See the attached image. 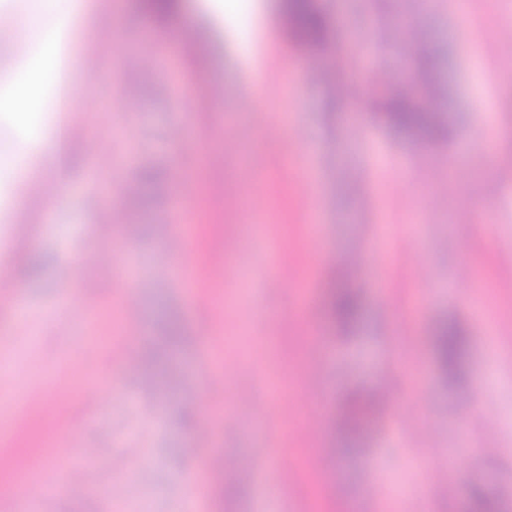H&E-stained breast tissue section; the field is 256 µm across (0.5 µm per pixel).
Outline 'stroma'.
<instances>
[{"label": "stroma", "mask_w": 512, "mask_h": 512, "mask_svg": "<svg viewBox=\"0 0 512 512\" xmlns=\"http://www.w3.org/2000/svg\"><path fill=\"white\" fill-rule=\"evenodd\" d=\"M86 6L93 19L73 48L75 109L65 118L90 151L71 166L56 223L41 221L51 200L30 204L24 226L13 205L26 144L62 118L53 82L24 121L0 112V186L8 189L0 198V279L17 284L27 311L16 318L13 295L0 292V396L28 427L23 438H0V448L35 453L41 465L25 491L0 474V512H28L29 495L38 512H181L179 479L196 471L197 512H469L479 493L512 512V82L503 78L512 61L496 50L512 27V0H321L344 65L333 83L300 78L290 102L279 88L253 97L249 83L252 67L284 75L303 55L286 36L281 0H183L149 42L136 0H0V86L30 63L13 43L42 56V32ZM105 25L118 39L105 57L87 58L83 44ZM186 29L200 40L168 68ZM401 35L449 56L439 71L449 113L440 143L398 138L377 117L387 91L374 84V70L401 76L411 67L410 53L395 44ZM145 43L163 66L141 62ZM94 69L100 81L89 79ZM188 95L201 101L198 111H186ZM126 100L147 109L110 110ZM489 105L504 139L498 165L482 171L474 156ZM291 107L295 125L282 128ZM209 151L223 154V165H209ZM99 154L111 165L99 167ZM243 156L271 183L264 208L239 171ZM149 174L150 199L135 209L103 195L111 181L139 190ZM302 187L311 196L306 211L293 205ZM182 192L197 222L175 259L196 268L218 241L233 252L223 280L194 306L160 277L167 245L154 224ZM105 205L117 222L108 237L98 229ZM360 248L369 265L347 280L363 298V319L343 329L322 302ZM88 249L108 254L112 269L81 262ZM279 250L307 255L297 274L312 290L303 315L270 283L268 258ZM129 300L138 310L127 317ZM171 320L200 343L173 354V382L124 381L117 352L147 355ZM445 321L470 341L453 383L442 380L434 355ZM89 331L98 338L93 350ZM226 364L234 371L218 397L204 378ZM277 370L296 407L287 436L276 408L260 407ZM388 371L391 400L344 452L336 408L352 390L376 389ZM99 392L111 402L97 401ZM228 405L237 412L229 430ZM204 421L209 433L201 437ZM286 448L297 472H267L268 457ZM473 448L480 457L470 456ZM319 453L327 461L316 472L307 460ZM211 454L223 457L222 469H203ZM436 470L454 477L453 493L432 483Z\"/></svg>", "instance_id": "obj_1"}]
</instances>
